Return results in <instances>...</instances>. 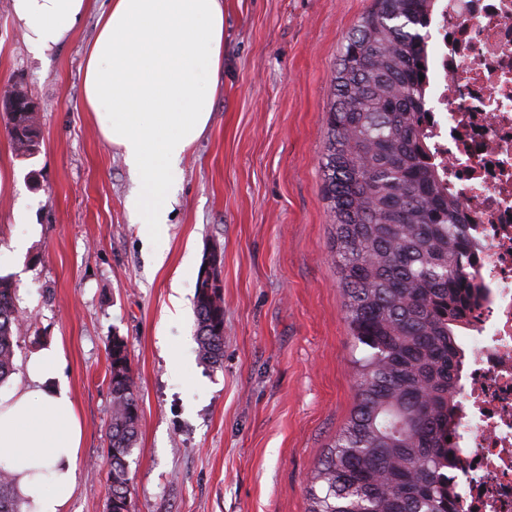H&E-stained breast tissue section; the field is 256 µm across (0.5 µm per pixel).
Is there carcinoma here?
Listing matches in <instances>:
<instances>
[{"label":"carcinoma","mask_w":512,"mask_h":512,"mask_svg":"<svg viewBox=\"0 0 512 512\" xmlns=\"http://www.w3.org/2000/svg\"><path fill=\"white\" fill-rule=\"evenodd\" d=\"M348 34L325 111L323 190L343 309L355 345L358 403L308 489L307 512H455L443 469L454 451L458 343L475 275L467 270L465 218L442 192L422 132L427 60L418 31L432 0H372ZM13 146H40L35 117L8 122ZM0 275V382L14 371L22 316ZM201 358L224 353V300L195 282ZM112 411L107 428L106 512H133L127 457L140 421L127 344L108 343ZM0 512H19L0 470Z\"/></svg>","instance_id":"1"}]
</instances>
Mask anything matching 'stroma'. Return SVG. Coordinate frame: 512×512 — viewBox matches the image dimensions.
Instances as JSON below:
<instances>
[{"label":"stroma","mask_w":512,"mask_h":512,"mask_svg":"<svg viewBox=\"0 0 512 512\" xmlns=\"http://www.w3.org/2000/svg\"><path fill=\"white\" fill-rule=\"evenodd\" d=\"M371 0H224V73L187 153L173 216L146 236L121 152L81 102L87 18L42 68L0 0V86L35 100L33 157L0 113V275L23 323L14 366L60 348L84 435L66 512H105L123 337L140 405L135 512H307V490L357 404L362 356L343 312L323 198L334 65ZM220 252L224 357L198 354L195 282Z\"/></svg>","instance_id":"1"}]
</instances>
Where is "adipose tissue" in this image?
I'll list each match as a JSON object with an SVG mask.
<instances>
[{"label":"adipose tissue","instance_id":"ef3b65f1","mask_svg":"<svg viewBox=\"0 0 512 512\" xmlns=\"http://www.w3.org/2000/svg\"><path fill=\"white\" fill-rule=\"evenodd\" d=\"M90 0H11L34 59L49 66L87 16ZM224 69V0H108L86 52L83 108L117 147L132 204L166 218L182 158L207 130ZM60 353L43 349L24 377L0 384V469L12 474L22 512H64L77 479L83 429Z\"/></svg>","mask_w":512,"mask_h":512}]
</instances>
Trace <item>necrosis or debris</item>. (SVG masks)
I'll use <instances>...</instances> for the list:
<instances>
[{"instance_id":"necrosis-or-debris-1","label":"necrosis or debris","mask_w":512,"mask_h":512,"mask_svg":"<svg viewBox=\"0 0 512 512\" xmlns=\"http://www.w3.org/2000/svg\"><path fill=\"white\" fill-rule=\"evenodd\" d=\"M426 29L428 147L480 282L448 478L461 512H512V0H433Z\"/></svg>"}]
</instances>
